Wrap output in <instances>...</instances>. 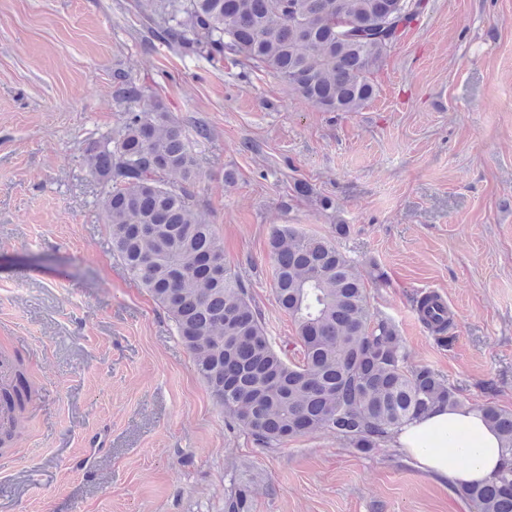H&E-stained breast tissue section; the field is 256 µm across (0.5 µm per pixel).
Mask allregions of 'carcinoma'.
Returning <instances> with one entry per match:
<instances>
[{"instance_id": "obj_1", "label": "carcinoma", "mask_w": 512, "mask_h": 512, "mask_svg": "<svg viewBox=\"0 0 512 512\" xmlns=\"http://www.w3.org/2000/svg\"><path fill=\"white\" fill-rule=\"evenodd\" d=\"M423 0H157L160 36L213 65L242 57L324 112H357L374 95L371 72ZM353 24L346 38L336 21ZM120 126L84 148L111 226L112 253L167 312L195 369L224 413L267 448L326 428L366 453L438 405H462L429 367L410 369L395 324L373 310L364 275L334 239L293 224L268 242L277 302L296 326L300 358L276 350L250 287L200 222L192 141L158 104L140 105L127 72L112 71ZM177 173L180 180H171ZM425 324L448 344L449 320L429 296ZM33 388L22 369L0 388V408L23 411ZM504 458L491 480L465 488L476 512H512V412L482 408ZM247 491L224 512H248Z\"/></svg>"}]
</instances>
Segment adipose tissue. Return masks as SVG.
<instances>
[{"instance_id": "ef3b65f1", "label": "adipose tissue", "mask_w": 512, "mask_h": 512, "mask_svg": "<svg viewBox=\"0 0 512 512\" xmlns=\"http://www.w3.org/2000/svg\"><path fill=\"white\" fill-rule=\"evenodd\" d=\"M395 442L440 482L467 487L489 479L501 462V440L479 410L437 407L404 425Z\"/></svg>"}]
</instances>
